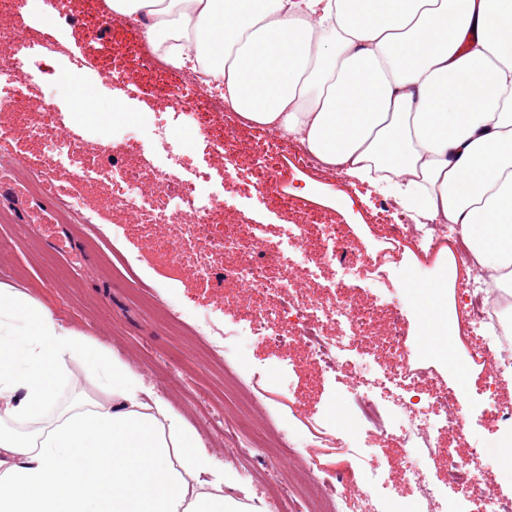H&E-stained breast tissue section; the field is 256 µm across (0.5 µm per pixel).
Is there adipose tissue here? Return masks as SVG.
I'll list each match as a JSON object with an SVG mask.
<instances>
[{
	"instance_id": "obj_1",
	"label": "adipose tissue",
	"mask_w": 512,
	"mask_h": 512,
	"mask_svg": "<svg viewBox=\"0 0 512 512\" xmlns=\"http://www.w3.org/2000/svg\"><path fill=\"white\" fill-rule=\"evenodd\" d=\"M247 124L458 226L512 283V0H107ZM81 363L111 402L38 434ZM197 431L108 347L0 283V512H242Z\"/></svg>"
}]
</instances>
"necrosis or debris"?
Returning a JSON list of instances; mask_svg holds the SVG:
<instances>
[{
  "label": "necrosis or debris",
  "instance_id": "4bbe7bcc",
  "mask_svg": "<svg viewBox=\"0 0 512 512\" xmlns=\"http://www.w3.org/2000/svg\"><path fill=\"white\" fill-rule=\"evenodd\" d=\"M31 38L30 30L25 28L17 29L8 38L0 36V85L10 84L18 91L33 85V75L9 47L10 42ZM159 90L168 98L173 111L191 113L200 121L224 111L223 85L215 81L203 83L199 74L193 72L175 81H161ZM17 132L41 140L43 161L38 165L13 162V172L20 176L32 196L53 193L62 198L63 223L96 225L101 220V212L91 209L80 192L55 184L53 171L66 164L83 177L110 184L112 193L106 209L121 214L126 221L189 228V238L177 246L157 240L153 248L159 258H173L182 271L198 280L218 288L228 284L239 288L237 330L220 328L208 314L193 322L195 335L208 341L214 358L235 361L233 347L242 339L273 346L293 342L301 345L318 371L343 381L350 399L349 416L360 428L398 440L407 477L417 479L419 459H443L448 486L443 489L433 482L420 481L422 512H465L462 502L448 494L449 489L459 486L468 488L481 501L483 512H512V501L483 482L486 466L495 463L505 468L512 465V458L476 452L469 459L459 460L449 454L443 446V436L461 437L465 428L459 413V386L412 376L405 362V342L399 327H391L388 335L391 364L367 376L348 375L350 361L341 347L346 344L366 350L364 328L371 311L357 304L347 276L356 269L377 271L380 263L355 253L349 244L337 243L335 225L321 223L310 213L302 223L288 227V238L302 256H318L322 264L336 266L342 272L341 277L324 286L322 299L304 302L279 272L284 255L271 249L258 225L221 224L222 200L201 192L199 182L205 179V172H198L194 183L177 176L184 156L173 142L165 120L154 122L146 140L164 150L166 165L148 173L128 164V137L124 134L108 141L78 143L65 128L47 127L44 120L32 118L27 112L23 113ZM383 205L397 214V224L390 227L394 241L413 239L423 252L437 246L441 235L436 225L416 223L395 200H384ZM462 290L470 318L484 333L489 350L485 405L512 428V407L501 405L497 399L498 381L512 372V342L506 340L500 324L495 293L480 274L463 283ZM275 437L280 447L306 449L303 466L312 477L316 498L333 506L345 499L347 481L340 474L318 466L308 451L309 441L299 430L291 425L282 426L276 429Z\"/></svg>",
  "mask_w": 512,
  "mask_h": 512
}]
</instances>
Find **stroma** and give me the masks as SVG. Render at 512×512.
Returning <instances> with one entry per match:
<instances>
[{
  "instance_id": "35a3bbf8",
  "label": "stroma",
  "mask_w": 512,
  "mask_h": 512,
  "mask_svg": "<svg viewBox=\"0 0 512 512\" xmlns=\"http://www.w3.org/2000/svg\"><path fill=\"white\" fill-rule=\"evenodd\" d=\"M1 26L26 27L37 34L38 45L16 47L17 57L36 75L34 90L26 94L31 110H49L74 139L85 141L107 138L115 130L141 138L156 117L167 118L173 135L184 145L189 165L210 167L213 178L208 192L218 194L229 213L266 225L271 243L281 240L284 225L295 219L294 212L280 211L266 195L245 193L226 182L219 160L213 158L195 127L194 116L171 117L156 92L154 75H145L135 84L103 77L104 67L125 63L124 58L115 56L114 42H100L92 26L50 16L45 0H28L23 8L0 18ZM280 176L297 209L327 211L335 223L344 225L353 247L380 257L388 273L384 282L357 275L350 280L358 302L377 313L369 325L370 353L358 362V369L367 373L389 362L383 343L388 325L382 313L387 304L398 303L404 315L410 369L449 382L456 378L450 364H467L466 387L458 398L465 432L460 439L446 438V448L460 459L478 448L487 452L495 448L506 431L483 404L487 373L476 358L483 342L456 287L457 281L467 277L464 265L454 261L445 245L435 254L421 255L412 241L391 244L389 226L397 218L379 207L380 199L388 195L385 189L373 190L368 184L325 170L293 175L285 169ZM29 204L53 215L58 212L55 199H29L18 182L0 180V283L37 297L64 324L109 347L186 418L203 447L219 456L220 466L237 471L245 465L263 469L262 456L243 457L232 450L242 415L224 394V372L214 366L207 342L191 331L179 333L160 322L142 305V289L122 275L112 254L116 248L139 257L140 276L153 274V255L139 225H125L121 241L114 246L71 224L31 227L21 219L22 207ZM33 230L40 236L34 249L28 245ZM427 282L440 285L435 299L423 298L417 291L419 284ZM154 296L159 304L171 296L181 298L188 311L211 313L230 327L237 318L235 309L225 305L223 293L190 277L157 282ZM432 308L442 316L437 336L424 331ZM241 359L237 367L240 377H247L252 369L262 374L258 387L263 412L275 422L296 421L303 433L318 437L316 454L322 467L361 483L365 466L356 449L343 447L333 437L334 429L348 422L349 404L341 384L318 374L305 353L294 346L277 350L253 345L242 351ZM200 393L205 396L201 402L196 399ZM369 443L378 451L389 486L384 505L388 512H397L401 503L416 500V486L399 466L397 443L380 434Z\"/></svg>"
}]
</instances>
